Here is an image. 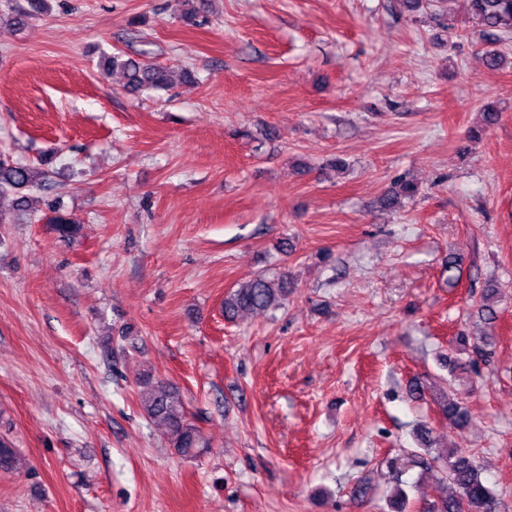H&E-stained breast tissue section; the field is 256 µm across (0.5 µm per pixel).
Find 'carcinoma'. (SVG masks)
I'll return each instance as SVG.
<instances>
[{"instance_id": "cac0c4a2", "label": "carcinoma", "mask_w": 512, "mask_h": 512, "mask_svg": "<svg viewBox=\"0 0 512 512\" xmlns=\"http://www.w3.org/2000/svg\"><path fill=\"white\" fill-rule=\"evenodd\" d=\"M47 0H27V9L13 17V22L22 26L26 20L46 8ZM472 22L492 39L512 36V0H466ZM112 69H121L125 77V88L132 92L163 90L172 84L170 71L162 66L134 59H122L120 55L109 57ZM46 180V173L36 167L20 165L0 157V199L13 197V220L23 221L34 215L26 191L39 187ZM417 193V186L409 180L394 182L380 199L381 207L395 209L401 200L410 199ZM47 222L56 233L66 239L76 237L81 231L78 224L65 214L61 206L50 209ZM291 278L288 270L275 275L257 274L238 284L224 297V318L232 320L249 311H265L281 308L288 300ZM456 357L448 360V370L453 378L471 376L475 358L491 354L487 343L480 338L461 333L456 337ZM146 390L140 393L143 413L154 423L164 428L169 446L181 456H195L202 448V437L194 423L175 396L169 383L163 380L144 382ZM433 401L438 415L458 429L470 424L467 408L440 387L434 391ZM417 441L422 449L418 454L425 469L441 473V481L453 488V493L444 494L427 504L426 512H500L499 495L482 476L473 454L459 449L448 450L433 446L431 430L419 428Z\"/></svg>"}]
</instances>
